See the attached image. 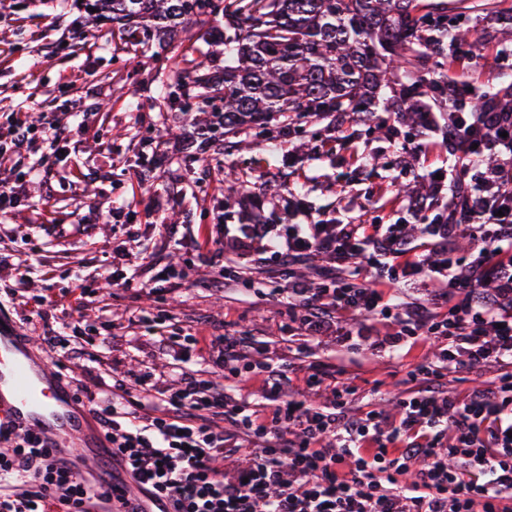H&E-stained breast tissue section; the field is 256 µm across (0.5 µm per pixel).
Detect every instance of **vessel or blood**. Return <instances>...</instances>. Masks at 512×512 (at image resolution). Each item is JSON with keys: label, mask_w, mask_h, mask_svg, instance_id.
Here are the masks:
<instances>
[{"label": "vessel or blood", "mask_w": 512, "mask_h": 512, "mask_svg": "<svg viewBox=\"0 0 512 512\" xmlns=\"http://www.w3.org/2000/svg\"><path fill=\"white\" fill-rule=\"evenodd\" d=\"M32 433L47 440L54 460L89 482L111 478L115 467L89 404L57 374L19 325L0 317V429ZM125 490L139 512H170L167 501L133 483Z\"/></svg>", "instance_id": "obj_1"}]
</instances>
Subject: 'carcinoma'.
<instances>
[{"instance_id":"cac0c4a2","label":"carcinoma","mask_w":512,"mask_h":512,"mask_svg":"<svg viewBox=\"0 0 512 512\" xmlns=\"http://www.w3.org/2000/svg\"><path fill=\"white\" fill-rule=\"evenodd\" d=\"M455 9L481 23V41L512 44V9L502 0H474ZM448 0H85L83 34L92 38L104 21L126 43L149 46L209 40L232 46L224 65L184 52L171 63L154 59L163 77L154 106L161 112H194L192 127L211 148L240 129L288 144L302 123L325 119L341 125L340 140L352 144L358 125L377 121L379 92L392 129L420 126L423 113L448 120L457 113H512V82L478 91L448 78L457 55L475 48L472 34L448 24ZM335 140L312 134L295 152L333 153ZM418 220L444 223L433 208L435 189L421 181L400 190Z\"/></svg>"}]
</instances>
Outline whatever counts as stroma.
<instances>
[{
	"mask_svg": "<svg viewBox=\"0 0 512 512\" xmlns=\"http://www.w3.org/2000/svg\"><path fill=\"white\" fill-rule=\"evenodd\" d=\"M82 19L75 0H0V127L18 119L35 124L44 113L64 122L71 113L85 115L76 149L51 158L46 174L27 183L24 206L0 220V254L8 258L0 266V306L16 320L33 317L29 333L40 336L44 324L60 325L66 316L50 308L41 321L35 311L83 278L91 293L66 363L84 393L97 397L132 371L167 384L185 372L209 378L207 364L182 362L177 351L161 349L160 338L234 330L254 340L250 362L304 371L328 365L338 379H355L376 408L394 412L409 372L428 349L388 359L339 336H307L288 316L278 258H240L230 246L203 245L201 232L219 222L244 223L247 199L265 178L286 182L288 194L324 215L378 207L385 191L413 181L414 151L396 155L385 133L364 132L354 150L303 156L291 169L285 150L268 151L265 141L244 131L239 138L247 149L197 162L194 173H186L184 160L195 154L198 139L191 131L168 138L174 115L153 105L159 93L153 61L113 40L108 26L83 43ZM508 74L512 54L494 47L482 48L477 63L449 72L459 82L492 87ZM140 153L159 159L144 177L134 163ZM225 166L238 170L244 187L236 203L222 209L218 202L230 190ZM159 196L166 214L179 217L164 234L152 227ZM120 250L129 255L124 268L135 288L104 282L119 267ZM168 268L178 277L162 279ZM155 284L157 294L145 293Z\"/></svg>",
	"mask_w": 512,
	"mask_h": 512,
	"instance_id": "35a3bbf8",
	"label": "stroma"
}]
</instances>
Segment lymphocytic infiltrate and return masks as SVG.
Returning <instances> with one entry per match:
<instances>
[{
    "mask_svg": "<svg viewBox=\"0 0 512 512\" xmlns=\"http://www.w3.org/2000/svg\"><path fill=\"white\" fill-rule=\"evenodd\" d=\"M472 119L481 140L465 125L449 126L444 145L392 138L399 151L448 154V166L417 172L447 179V223L384 224L364 210L328 224L300 209L274 236L242 245L281 260L288 312L308 335L362 316L396 327L374 341L377 352L400 358L436 342L434 361L414 370L397 413L364 409L358 384L337 381L326 367L298 378L284 364H248L244 337L190 335L183 361L205 360L225 381L256 382L271 409L251 408L223 383L189 376L164 386L130 372L110 399L90 407L138 485L174 512H512V116ZM38 138L52 155L75 144L70 130L47 120L19 119L0 134L13 147ZM491 154L500 166L470 182ZM319 256L330 266L312 285L293 266ZM400 285L426 295L396 301ZM460 366L496 377L460 392L448 385L449 370ZM302 387L324 393L326 403L296 399ZM0 481L9 486L0 512H91L105 498L48 463L44 440L29 433L0 432Z\"/></svg>",
    "mask_w": 512,
    "mask_h": 512,
    "instance_id": "lymphocytic-infiltrate-1",
    "label": "lymphocytic infiltrate"
}]
</instances>
